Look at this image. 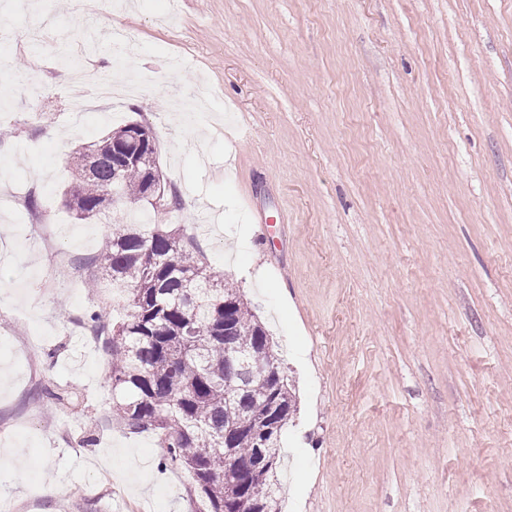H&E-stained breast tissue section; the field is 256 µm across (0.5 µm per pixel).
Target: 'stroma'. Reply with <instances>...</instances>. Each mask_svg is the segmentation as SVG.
<instances>
[{
	"instance_id": "35a3bbf8",
	"label": "stroma",
	"mask_w": 512,
	"mask_h": 512,
	"mask_svg": "<svg viewBox=\"0 0 512 512\" xmlns=\"http://www.w3.org/2000/svg\"><path fill=\"white\" fill-rule=\"evenodd\" d=\"M53 17L66 41L26 44ZM137 34L114 51L113 26ZM73 128V0L0 26V501L10 512H201L157 439L113 423L92 258L126 204L62 202L67 159L149 125L179 229L239 288L297 397L283 512H512V0H105ZM42 82L29 100L24 80ZM205 86L178 118L174 92ZM38 208L29 211V197ZM64 254L50 265L36 226ZM69 400H31L43 388ZM92 437L84 445L83 437ZM56 493H47L48 484Z\"/></svg>"
}]
</instances>
